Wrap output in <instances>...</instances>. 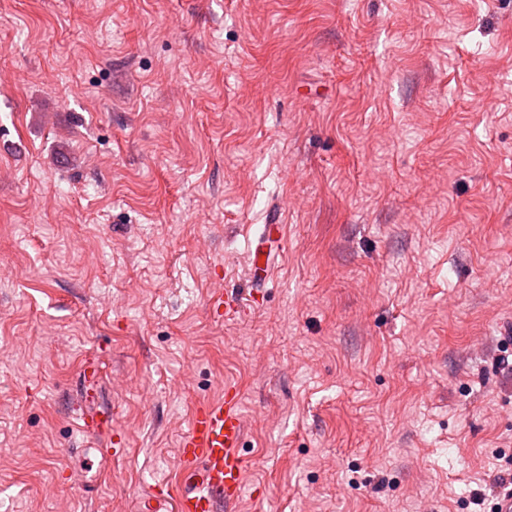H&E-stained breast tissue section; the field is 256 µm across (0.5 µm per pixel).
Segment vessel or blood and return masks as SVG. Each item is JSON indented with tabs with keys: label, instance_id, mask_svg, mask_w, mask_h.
I'll return each instance as SVG.
<instances>
[{
	"label": "vessel or blood",
	"instance_id": "1",
	"mask_svg": "<svg viewBox=\"0 0 512 512\" xmlns=\"http://www.w3.org/2000/svg\"><path fill=\"white\" fill-rule=\"evenodd\" d=\"M272 268L263 242H256L248 258L250 287L269 282ZM77 425L92 435L111 429V416L78 411ZM245 421L238 388L225 385L221 398L200 403L193 410L187 431L178 444L180 491L166 485L142 504V512H160L171 505L173 512H217L219 503H235L243 492L246 460L242 454Z\"/></svg>",
	"mask_w": 512,
	"mask_h": 512
}]
</instances>
